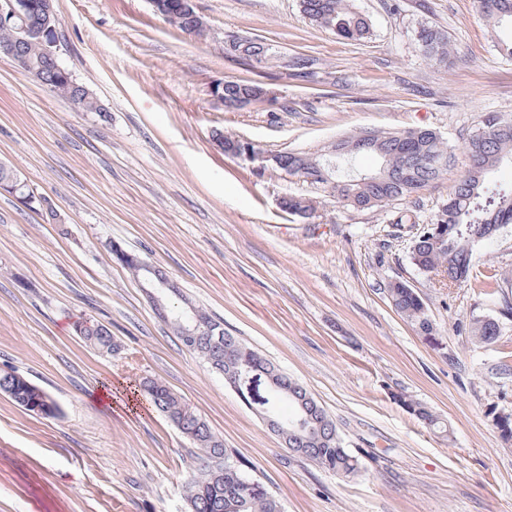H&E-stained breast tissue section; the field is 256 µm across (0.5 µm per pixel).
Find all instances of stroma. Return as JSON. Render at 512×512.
<instances>
[{
    "label": "stroma",
    "instance_id": "1",
    "mask_svg": "<svg viewBox=\"0 0 512 512\" xmlns=\"http://www.w3.org/2000/svg\"><path fill=\"white\" fill-rule=\"evenodd\" d=\"M372 23L352 42L313 25L300 0H195L198 39L149 0H54L58 60L101 112L19 74L0 56V163L60 221L0 192V368L30 377L54 417L0 395V512H185L199 451L144 395L143 378L180 393L278 497L284 512H512V225L474 255L470 285L413 265L410 246L468 166L487 114L512 118V58L495 48L478 0H353ZM445 34L450 65L423 54L421 26ZM266 43L261 73L226 53L227 36ZM314 64L294 69V58ZM261 77L287 102L225 110L214 84ZM425 127L454 161L421 194L370 210L338 208L327 188L278 170L255 177L217 133L271 154H320L363 130ZM314 198L317 214L284 212ZM415 221L397 223L399 212ZM120 245L162 270L225 331L299 380L361 464L343 478L289 452L158 316ZM403 277L422 297L428 339L390 304ZM500 334L482 342L476 321ZM106 325L101 357L74 331ZM420 401L442 429L397 400Z\"/></svg>",
    "mask_w": 512,
    "mask_h": 512
}]
</instances>
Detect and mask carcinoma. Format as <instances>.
<instances>
[{
	"instance_id": "carcinoma-1",
	"label": "carcinoma",
	"mask_w": 512,
	"mask_h": 512,
	"mask_svg": "<svg viewBox=\"0 0 512 512\" xmlns=\"http://www.w3.org/2000/svg\"><path fill=\"white\" fill-rule=\"evenodd\" d=\"M300 5L312 23L341 39L361 41L371 33L369 18L354 8L352 0H300ZM157 6L158 14L165 21L186 34L202 25L198 13L183 10L180 0H157ZM481 15L494 32L498 50L511 58L512 0H481ZM19 36L17 25L0 22V44L18 45V52L39 70L41 83L56 88L58 94L69 100H81L85 112L101 111L86 86L69 81L56 64L45 60L41 44L34 40L28 43L20 41ZM235 42L243 49L239 55L243 64L259 65L267 59L269 48L266 44L247 37H238ZM418 42L429 59L439 63L448 60V39L437 30L420 27ZM262 89V83L258 81L226 82L224 107L236 109L243 101H256ZM479 131V137L468 140L465 151L469 154L480 152L484 167L477 175L465 179L460 177L454 182L448 199L431 220V223L443 226L442 232L437 234L432 229L420 232L412 241L410 250L412 263L419 270L443 274L452 280L454 287L468 284L475 251L490 244L500 232L491 224H512V180L489 177L490 172L504 161L512 160V120L486 117ZM363 135L381 140L385 145L382 154L369 150L379 163L385 165V170H376L373 178L360 177L352 172L339 173L338 158L327 154H279L276 168L284 172L301 168L302 175L314 177L317 184L332 188L330 195L336 199V204L356 210L382 207L394 200L410 198L447 171L448 145L431 130L411 129L401 133L365 131ZM123 265L148 286H159L166 281L156 269L140 268L130 260ZM386 292L399 315L424 335H433L434 327L423 301L408 281L392 279L386 285ZM159 311L184 347L196 354L207 367H219L224 380L248 369L267 372L288 387L291 392L288 404L292 410L285 420L294 421L296 408L302 403L308 410L312 427L310 433L290 428L288 434L282 436L297 454L342 477L353 476L359 471V461L344 448L334 421L302 384L280 372L258 351L228 332L224 333V345L235 347L229 356L215 351L204 336L191 341L181 337L178 322L186 316L198 318L202 329L217 323L204 309L192 304L171 309L162 301ZM476 332L482 339L492 341L499 336L500 326L495 320H484L477 323ZM75 333L107 356L119 349L103 324L79 321L75 325ZM15 372L14 368L0 369L1 395L34 415L39 410L47 412L50 417L59 414L57 404L47 392L24 374L15 377ZM139 389L156 410L201 451L198 467L183 485L188 512H283L280 500L263 483L246 474L242 462L224 448L222 440L214 435L206 420L181 394L158 379H144ZM402 401L408 406V412L423 424L440 426L439 418L424 404L405 396Z\"/></svg>"
}]
</instances>
